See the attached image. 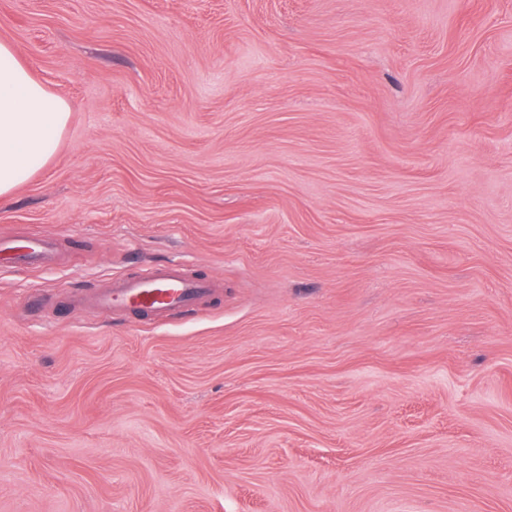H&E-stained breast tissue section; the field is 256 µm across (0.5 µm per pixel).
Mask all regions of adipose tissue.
I'll list each match as a JSON object with an SVG mask.
<instances>
[{
  "instance_id": "adipose-tissue-1",
  "label": "adipose tissue",
  "mask_w": 512,
  "mask_h": 512,
  "mask_svg": "<svg viewBox=\"0 0 512 512\" xmlns=\"http://www.w3.org/2000/svg\"><path fill=\"white\" fill-rule=\"evenodd\" d=\"M70 114L0 42V201L56 152Z\"/></svg>"
}]
</instances>
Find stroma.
Returning a JSON list of instances; mask_svg holds the SVG:
<instances>
[{
	"instance_id": "stroma-1",
	"label": "stroma",
	"mask_w": 512,
	"mask_h": 512,
	"mask_svg": "<svg viewBox=\"0 0 512 512\" xmlns=\"http://www.w3.org/2000/svg\"><path fill=\"white\" fill-rule=\"evenodd\" d=\"M70 118L0 202V512H512V0H0ZM178 259L164 322L86 289ZM13 252V259L17 264L29 265L35 262L49 263L52 261L47 240L34 237L15 244L9 248Z\"/></svg>"
}]
</instances>
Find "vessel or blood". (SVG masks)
Instances as JSON below:
<instances>
[{"mask_svg":"<svg viewBox=\"0 0 512 512\" xmlns=\"http://www.w3.org/2000/svg\"><path fill=\"white\" fill-rule=\"evenodd\" d=\"M12 252L20 265L52 260L49 244L41 237L13 245ZM214 285V279L196 276L173 260L113 281L106 288L92 290L86 300L94 308L163 320L181 311L194 310L196 304L212 292Z\"/></svg>","mask_w":512,"mask_h":512,"instance_id":"obj_1","label":"vessel or blood"}]
</instances>
